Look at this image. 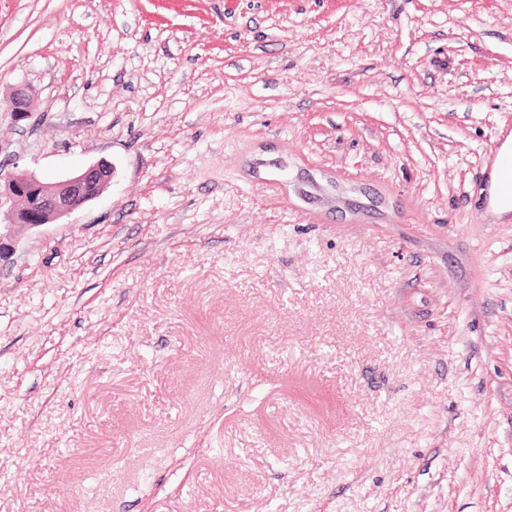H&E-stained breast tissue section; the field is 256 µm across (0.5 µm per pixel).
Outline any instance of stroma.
<instances>
[{
	"label": "stroma",
	"mask_w": 512,
	"mask_h": 512,
	"mask_svg": "<svg viewBox=\"0 0 512 512\" xmlns=\"http://www.w3.org/2000/svg\"><path fill=\"white\" fill-rule=\"evenodd\" d=\"M21 84L114 174L0 267V512H512V0H0ZM502 142L491 163L486 187L487 212L501 222H507L512 214V198L505 196L500 190V171L512 161V133H502Z\"/></svg>",
	"instance_id": "obj_1"
}]
</instances>
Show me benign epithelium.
I'll return each instance as SVG.
<instances>
[{"mask_svg":"<svg viewBox=\"0 0 512 512\" xmlns=\"http://www.w3.org/2000/svg\"><path fill=\"white\" fill-rule=\"evenodd\" d=\"M4 111L14 121L28 118L32 112L30 89L12 90ZM112 180V168L106 163L89 166L57 182H45L25 169L3 175L0 181V264L10 260L15 249V231L38 228L65 217L99 197Z\"/></svg>","mask_w":512,"mask_h":512,"instance_id":"7a95c632","label":"benign epithelium"}]
</instances>
